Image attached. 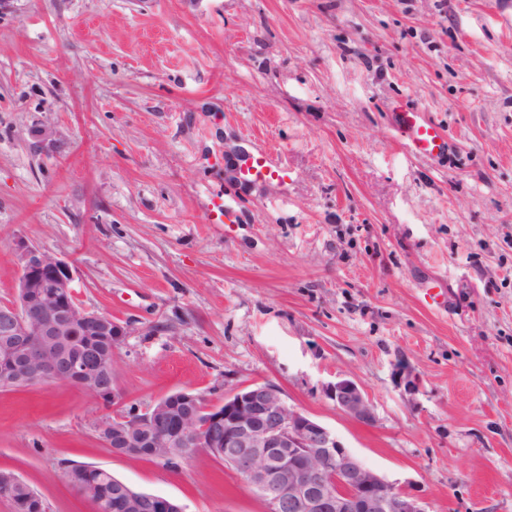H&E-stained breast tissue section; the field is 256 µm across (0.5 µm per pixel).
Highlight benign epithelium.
<instances>
[{
    "label": "benign epithelium",
    "mask_w": 512,
    "mask_h": 512,
    "mask_svg": "<svg viewBox=\"0 0 512 512\" xmlns=\"http://www.w3.org/2000/svg\"><path fill=\"white\" fill-rule=\"evenodd\" d=\"M21 275L14 303L0 306V388H25L57 381L113 404L122 398L112 380L114 343L126 332L112 317L76 301L67 257L38 247L21 248ZM84 346L71 342L74 330ZM109 351L100 356L101 344ZM343 413L363 424L374 408L360 386L339 377L326 387ZM191 390L170 394L143 413L107 420L100 438L112 451L180 462L183 448H198L224 462L247 483L267 512H427L422 499L359 458L320 422L291 407L271 382L240 387L219 405L200 407ZM21 480L0 476V498L16 512L40 510L43 499H17ZM95 512H184L177 501L118 484L117 498L94 501Z\"/></svg>",
    "instance_id": "obj_1"
}]
</instances>
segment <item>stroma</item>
<instances>
[{"mask_svg":"<svg viewBox=\"0 0 512 512\" xmlns=\"http://www.w3.org/2000/svg\"><path fill=\"white\" fill-rule=\"evenodd\" d=\"M405 105L446 156L403 148ZM241 150L287 177L231 179ZM24 245L70 257L78 303L127 331L116 403L0 389V471L49 512H94L73 463L265 512L204 452L171 468L98 430L258 382L427 512H512V0H0V305ZM340 376L372 424L328 398ZM327 396L335 402L343 413L363 424H372L375 420L374 408L360 386L354 381L338 377L326 387Z\"/></svg>","mask_w":512,"mask_h":512,"instance_id":"obj_1","label":"stroma"}]
</instances>
